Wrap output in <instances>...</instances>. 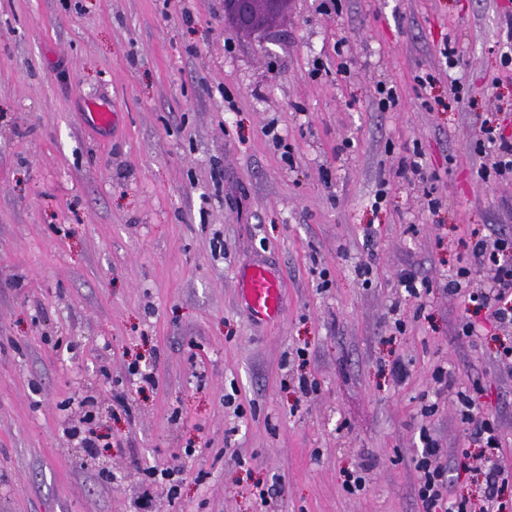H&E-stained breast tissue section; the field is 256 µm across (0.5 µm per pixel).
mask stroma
<instances>
[{
	"instance_id": "35a3bbf8",
	"label": "stroma",
	"mask_w": 512,
	"mask_h": 512,
	"mask_svg": "<svg viewBox=\"0 0 512 512\" xmlns=\"http://www.w3.org/2000/svg\"><path fill=\"white\" fill-rule=\"evenodd\" d=\"M320 4L247 39L224 0H0V512H138L176 453L154 512H422L427 436L477 504L461 390L501 432L512 498V361L457 333L489 274L465 240L512 237V177L475 151L487 112L512 134V0ZM92 100L119 124L94 126ZM416 149L424 184L401 172ZM253 261L282 281L271 322L241 301ZM405 271L433 291L409 296ZM86 399L94 458L69 434Z\"/></svg>"
}]
</instances>
